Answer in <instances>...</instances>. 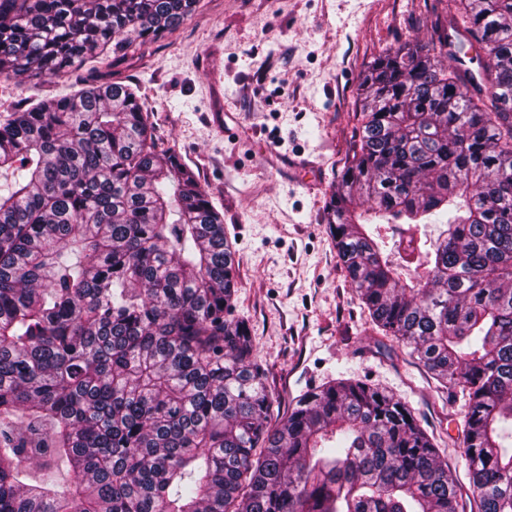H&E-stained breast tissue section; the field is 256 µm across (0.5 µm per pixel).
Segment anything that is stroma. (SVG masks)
I'll use <instances>...</instances> for the list:
<instances>
[{"mask_svg": "<svg viewBox=\"0 0 512 512\" xmlns=\"http://www.w3.org/2000/svg\"><path fill=\"white\" fill-rule=\"evenodd\" d=\"M448 0H200L188 20L95 72L0 76V119L77 80L139 88L161 147H177L224 215L238 261L234 317L248 321L287 416L338 378L385 388L433 433L461 485L452 398L369 318L325 222L360 126L356 92L379 52L435 38Z\"/></svg>", "mask_w": 512, "mask_h": 512, "instance_id": "1", "label": "stroma"}]
</instances>
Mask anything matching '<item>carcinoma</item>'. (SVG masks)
<instances>
[{"instance_id": "cac0c4a2", "label": "carcinoma", "mask_w": 512, "mask_h": 512, "mask_svg": "<svg viewBox=\"0 0 512 512\" xmlns=\"http://www.w3.org/2000/svg\"><path fill=\"white\" fill-rule=\"evenodd\" d=\"M453 2L363 72L326 224L371 322L462 394L477 512H512V0ZM194 4L0 0V74L105 61ZM467 34L478 70L448 68ZM0 178V512H466L384 389L333 380L270 423L224 219L134 88L15 108Z\"/></svg>"}]
</instances>
